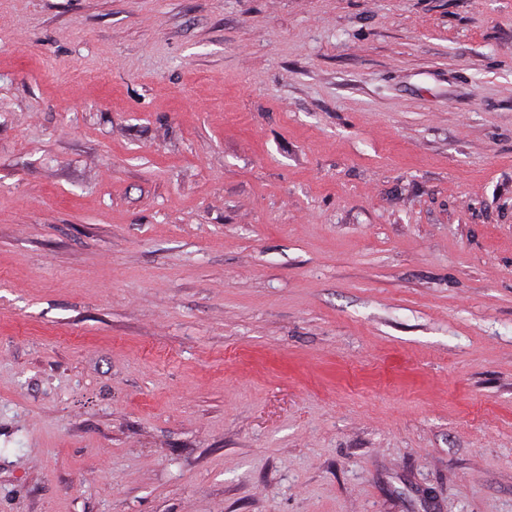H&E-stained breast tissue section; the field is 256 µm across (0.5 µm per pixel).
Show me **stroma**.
<instances>
[{
  "mask_svg": "<svg viewBox=\"0 0 512 512\" xmlns=\"http://www.w3.org/2000/svg\"><path fill=\"white\" fill-rule=\"evenodd\" d=\"M0 512H512V0H0Z\"/></svg>",
  "mask_w": 512,
  "mask_h": 512,
  "instance_id": "obj_1",
  "label": "stroma"
}]
</instances>
